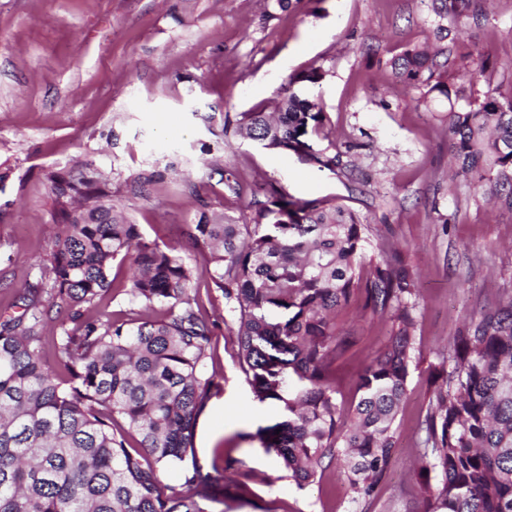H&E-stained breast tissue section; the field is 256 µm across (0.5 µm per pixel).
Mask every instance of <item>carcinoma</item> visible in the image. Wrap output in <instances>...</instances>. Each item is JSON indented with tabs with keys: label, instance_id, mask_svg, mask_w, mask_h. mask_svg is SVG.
<instances>
[{
	"label": "carcinoma",
	"instance_id": "carcinoma-1",
	"mask_svg": "<svg viewBox=\"0 0 512 512\" xmlns=\"http://www.w3.org/2000/svg\"><path fill=\"white\" fill-rule=\"evenodd\" d=\"M471 0H432L436 34ZM408 83L436 79L448 99V138L456 173L490 184L489 202L512 213V97L487 91L464 103L452 98L447 71L414 46L391 61ZM324 75L297 73L307 89ZM277 118L265 109L242 114L241 126L267 149L292 152L333 170L309 143L326 113L291 92ZM304 131H299V128ZM140 174L128 190L142 196L164 181ZM55 203L52 250L41 278L29 284L24 309L0 321V512H205L200 500L237 498L246 486L207 470L193 444L197 419L218 389L206 371L214 323L203 315L194 281L206 277L237 318L239 359L260 402L283 420L258 432L261 447L303 486L329 458L343 470L360 512L381 493L399 456L396 420L417 358L414 281L396 252L366 253L369 225L334 198L305 202L276 193L255 203L252 223L237 224L200 203L184 234L206 257L204 268L174 249L145 240L139 225L112 204V181L87 166L77 174L49 172ZM136 251L126 290L160 319L127 323L89 316L113 287L112 261ZM362 304L393 314L382 355L358 374V399L345 413L330 369L349 347L336 334V313ZM65 308L72 326H56L67 371L45 364L40 329ZM441 369L420 431L424 512H512V295L482 310L439 353ZM121 418L139 435L127 445L113 426ZM280 433H275V430ZM182 469L181 488L164 492L162 475Z\"/></svg>",
	"mask_w": 512,
	"mask_h": 512
}]
</instances>
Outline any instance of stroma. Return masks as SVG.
I'll use <instances>...</instances> for the list:
<instances>
[{
	"instance_id": "1",
	"label": "stroma",
	"mask_w": 512,
	"mask_h": 512,
	"mask_svg": "<svg viewBox=\"0 0 512 512\" xmlns=\"http://www.w3.org/2000/svg\"><path fill=\"white\" fill-rule=\"evenodd\" d=\"M446 25L449 39L436 41L430 0H0V315L19 314L52 248L47 172L93 165L143 236L193 265L203 257L182 230L198 201L247 224L275 190L301 202L336 198L379 230L368 253L383 237L400 250L420 294L419 354L396 420L402 452L370 512H422L419 422L436 353L473 314L512 294V214L476 201L469 179L449 177L447 99L399 82L390 67L407 48L437 42V61L464 96H512V0H487ZM479 67L477 82L462 74ZM309 68L326 73L306 93L327 115L313 147L343 152L350 173L262 148L238 129L241 113L286 95L289 77ZM153 169L167 170L165 182L129 195L127 183ZM226 171L244 184L242 197L225 194ZM131 273V258L113 261L117 286L103 317H141L123 289ZM192 293L215 323L208 372L220 386L197 420L195 452L204 466L231 457L251 475L243 497L203 508L350 512L336 466L301 488L262 448L258 430L280 413L251 392L223 294L203 279ZM392 323L353 309L337 316V333L353 339L332 366L342 407Z\"/></svg>"
}]
</instances>
